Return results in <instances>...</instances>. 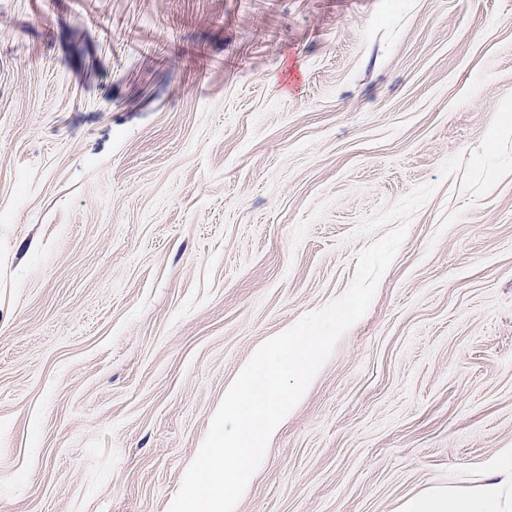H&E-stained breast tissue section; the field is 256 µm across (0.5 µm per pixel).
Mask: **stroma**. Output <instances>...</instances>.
<instances>
[{"mask_svg":"<svg viewBox=\"0 0 512 512\" xmlns=\"http://www.w3.org/2000/svg\"><path fill=\"white\" fill-rule=\"evenodd\" d=\"M431 183L238 512H512V0H0V512H168ZM484 495L461 497L447 490H435L406 500L398 512H490Z\"/></svg>","mask_w":512,"mask_h":512,"instance_id":"obj_1","label":"stroma"}]
</instances>
